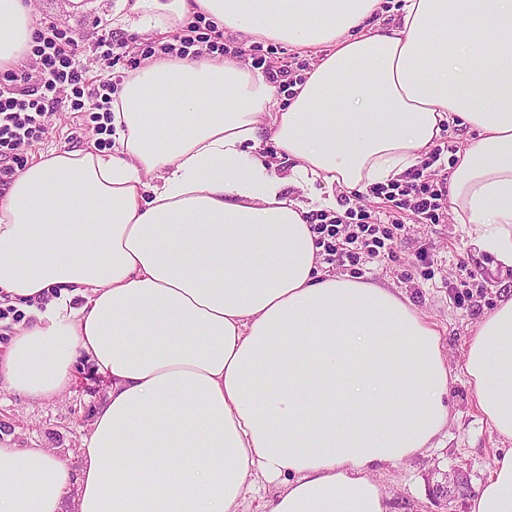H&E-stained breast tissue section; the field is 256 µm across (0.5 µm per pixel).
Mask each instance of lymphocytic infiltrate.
I'll return each mask as SVG.
<instances>
[{
	"mask_svg": "<svg viewBox=\"0 0 512 512\" xmlns=\"http://www.w3.org/2000/svg\"><path fill=\"white\" fill-rule=\"evenodd\" d=\"M32 47L34 71H9L0 75V186L7 185L21 162L23 148L39 140L47 131L51 113L61 96L72 93L75 110H82V95L95 98L101 113L95 130L104 134L111 119L110 110L116 92L111 77L88 82L80 56L81 42L53 22H42ZM443 152L435 147L419 166L406 175L405 181H391L372 186L374 197L393 207L411 212L422 223H439L448 203L446 180L427 176V169ZM307 221L328 258L358 265L362 257L374 258L392 252L389 231L371 224L367 214L355 207L344 212L320 211L308 215Z\"/></svg>",
	"mask_w": 512,
	"mask_h": 512,
	"instance_id": "f902f5d3",
	"label": "lymphocytic infiltrate"
}]
</instances>
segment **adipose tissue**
<instances>
[{
    "label": "adipose tissue",
    "mask_w": 512,
    "mask_h": 512,
    "mask_svg": "<svg viewBox=\"0 0 512 512\" xmlns=\"http://www.w3.org/2000/svg\"><path fill=\"white\" fill-rule=\"evenodd\" d=\"M195 14L321 55L284 106L241 62L145 59L112 103L116 153L54 149L0 191V292L48 298L0 391L60 396L81 358L111 382L78 479L0 442V512H243L262 481L283 486L267 512H389L375 475L445 430L452 374L403 292L321 269L306 215L403 179L458 120L477 136L451 209L512 269V0H403L391 21L381 0H133L122 21ZM33 37L30 5L0 0V70ZM461 371L512 442V294ZM471 512H512V449Z\"/></svg>",
    "instance_id": "obj_1"
}]
</instances>
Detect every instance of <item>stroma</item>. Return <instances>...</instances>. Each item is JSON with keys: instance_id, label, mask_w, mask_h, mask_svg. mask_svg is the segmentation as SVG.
Masks as SVG:
<instances>
[{"instance_id": "stroma-1", "label": "stroma", "mask_w": 512, "mask_h": 512, "mask_svg": "<svg viewBox=\"0 0 512 512\" xmlns=\"http://www.w3.org/2000/svg\"><path fill=\"white\" fill-rule=\"evenodd\" d=\"M117 2L33 0L32 16L38 23L52 21L82 42L86 49L82 61L89 77L109 74L126 79L141 66L145 47L176 40L178 34L122 29L114 17ZM107 31L116 32L126 42L114 64L94 48ZM92 117L87 108L77 112L66 103L56 107L47 133L23 149L25 162L38 160L51 149L77 150L98 142ZM404 223L392 254L362 259L358 274L403 291L414 307L436 324L448 366L458 369L471 330L496 305L507 277L494 268L492 257L475 250L470 227L455 223L452 213H445L436 224H420L410 217ZM108 388L92 366L80 360L73 367L69 388L59 397L37 400L0 392V437L17 448L52 449L71 477H78L83 438ZM473 401L467 378L455 379L449 395V422L435 447L377 473L390 497L391 512H469V493L487 479L496 458L507 448ZM447 474L457 477L464 488L451 490L443 498L434 488Z\"/></svg>"}]
</instances>
